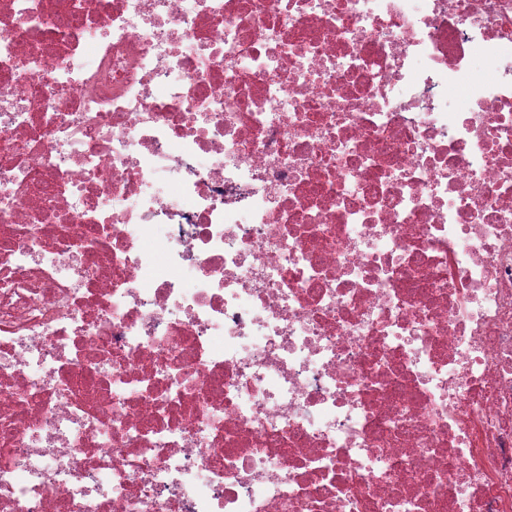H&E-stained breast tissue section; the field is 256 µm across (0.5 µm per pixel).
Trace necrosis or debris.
Masks as SVG:
<instances>
[{
	"label": "necrosis or debris",
	"instance_id": "obj_1",
	"mask_svg": "<svg viewBox=\"0 0 512 512\" xmlns=\"http://www.w3.org/2000/svg\"><path fill=\"white\" fill-rule=\"evenodd\" d=\"M0 512H512V0H0Z\"/></svg>",
	"mask_w": 512,
	"mask_h": 512
}]
</instances>
